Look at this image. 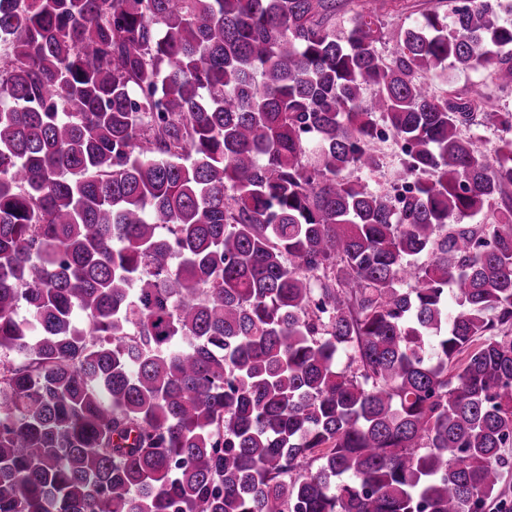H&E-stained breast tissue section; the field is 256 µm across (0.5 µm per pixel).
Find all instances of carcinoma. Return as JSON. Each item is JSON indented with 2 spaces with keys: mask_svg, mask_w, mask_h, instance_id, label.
I'll return each mask as SVG.
<instances>
[{
  "mask_svg": "<svg viewBox=\"0 0 512 512\" xmlns=\"http://www.w3.org/2000/svg\"><path fill=\"white\" fill-rule=\"evenodd\" d=\"M347 2L0 0V512L497 496L512 110L426 75L512 93V0ZM373 3V9L391 26L408 25L419 19L422 13L440 5H448V0H373ZM479 84L485 93L486 101L489 106L496 108H508L512 109V94L509 97H501V94L495 90V87L491 84L490 78L487 74L481 73H467L459 74L454 81L453 89L464 91L470 86ZM377 148L384 156V168L382 172L373 178L372 185L379 190L390 188L393 183V176L396 173L400 162V148L392 138L378 142Z\"/></svg>",
  "mask_w": 512,
  "mask_h": 512,
  "instance_id": "cac0c4a2",
  "label": "carcinoma"
}]
</instances>
